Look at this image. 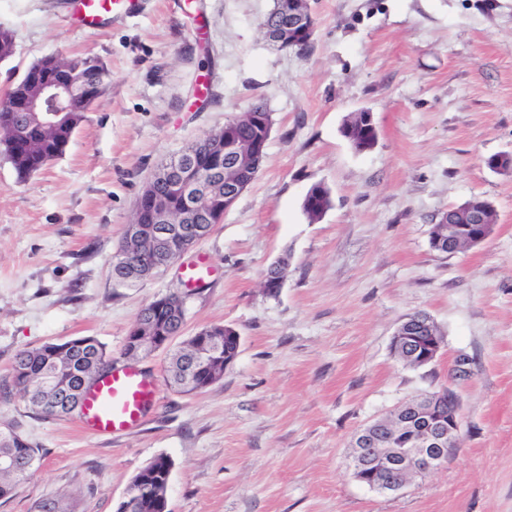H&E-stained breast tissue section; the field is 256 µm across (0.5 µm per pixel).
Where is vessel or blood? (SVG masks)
<instances>
[{
	"instance_id": "obj_1",
	"label": "vessel or blood",
	"mask_w": 512,
	"mask_h": 512,
	"mask_svg": "<svg viewBox=\"0 0 512 512\" xmlns=\"http://www.w3.org/2000/svg\"><path fill=\"white\" fill-rule=\"evenodd\" d=\"M133 0H78L75 21L85 27L100 24L108 13L130 10ZM152 380L136 367H115L110 377L89 394L83 410L88 430L98 435H111L138 426L146 409L155 401Z\"/></svg>"
}]
</instances>
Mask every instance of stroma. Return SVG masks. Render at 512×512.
Wrapping results in <instances>:
<instances>
[{
    "mask_svg": "<svg viewBox=\"0 0 512 512\" xmlns=\"http://www.w3.org/2000/svg\"><path fill=\"white\" fill-rule=\"evenodd\" d=\"M272 0H141L77 27L73 0H0L14 42L0 96L49 55L91 54L105 92L65 153L27 182L0 155V427L20 421L33 472L0 512H115L135 473L173 463L171 512H512V0H309L307 54L280 51L259 23ZM264 101L274 120L253 183L210 234L164 272L132 285L112 263L156 166ZM372 112L378 137L355 151L340 129ZM331 208L310 221L311 185ZM479 197L497 222L481 245L431 249L449 208ZM210 274L187 284L183 262ZM286 260L268 295V268ZM184 299V336L222 325L241 337L223 378L192 395L167 384L159 351L127 359L140 310ZM424 313L444 342L411 367L392 352ZM96 337L113 363L150 375L142 422L109 436L78 415L28 410L15 355ZM452 390L461 431L448 461L403 489L359 483L350 442L362 426L422 393Z\"/></svg>",
    "mask_w": 512,
    "mask_h": 512,
    "instance_id": "stroma-1",
    "label": "stroma"
}]
</instances>
